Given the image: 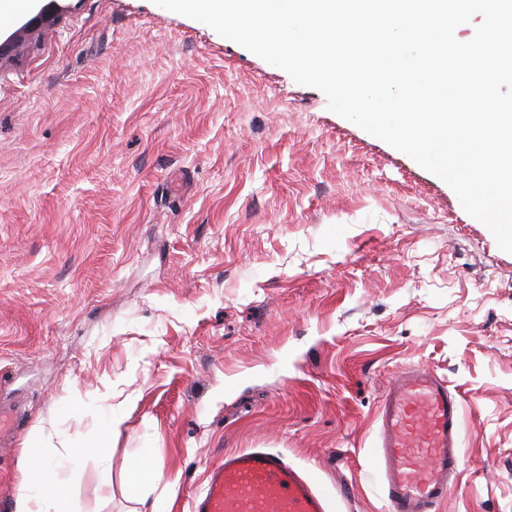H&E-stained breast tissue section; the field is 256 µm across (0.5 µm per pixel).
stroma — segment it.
I'll list each match as a JSON object with an SVG mask.
<instances>
[{
	"instance_id": "35a3bbf8",
	"label": "stroma",
	"mask_w": 512,
	"mask_h": 512,
	"mask_svg": "<svg viewBox=\"0 0 512 512\" xmlns=\"http://www.w3.org/2000/svg\"><path fill=\"white\" fill-rule=\"evenodd\" d=\"M0 60V512L21 452L97 417L78 512H188L224 451L268 448L337 512H383L392 377L465 399L459 482L436 512H512V254L453 190L207 25L153 0H75ZM124 417L120 413L112 411L106 415L98 424L95 435V448H106V444L112 437V434L120 431ZM150 474L147 460L139 458L132 466L129 477L122 483L124 495L139 507L132 512H165V506L160 499L150 501L145 491L144 482Z\"/></svg>"
}]
</instances>
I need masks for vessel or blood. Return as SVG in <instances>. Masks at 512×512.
Wrapping results in <instances>:
<instances>
[{"label":"vessel or blood","instance_id":"1","mask_svg":"<svg viewBox=\"0 0 512 512\" xmlns=\"http://www.w3.org/2000/svg\"><path fill=\"white\" fill-rule=\"evenodd\" d=\"M462 398L418 366L399 371L378 414L375 449L386 512H434L458 477ZM190 512H331L304 471L266 448L225 454L210 469Z\"/></svg>","mask_w":512,"mask_h":512}]
</instances>
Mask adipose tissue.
<instances>
[{
	"instance_id": "ef3b65f1",
	"label": "adipose tissue",
	"mask_w": 512,
	"mask_h": 512,
	"mask_svg": "<svg viewBox=\"0 0 512 512\" xmlns=\"http://www.w3.org/2000/svg\"><path fill=\"white\" fill-rule=\"evenodd\" d=\"M43 437L42 431H35L22 452L24 477L18 490L16 512H73L67 488L79 448L75 441H67L64 455L50 463L40 453Z\"/></svg>"
}]
</instances>
